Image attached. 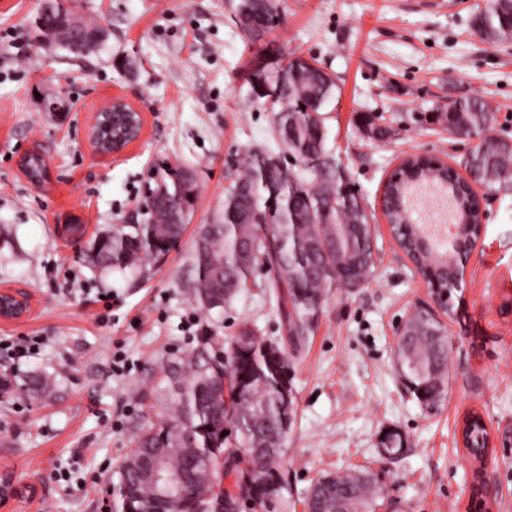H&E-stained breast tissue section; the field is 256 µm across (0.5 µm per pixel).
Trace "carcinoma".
Segmentation results:
<instances>
[{"label": "carcinoma", "instance_id": "1", "mask_svg": "<svg viewBox=\"0 0 512 512\" xmlns=\"http://www.w3.org/2000/svg\"><path fill=\"white\" fill-rule=\"evenodd\" d=\"M234 17L264 33L279 20L272 0H236ZM51 28V41L77 53L72 45L96 25L71 23L52 11L44 15ZM476 34L493 43L512 42V0H485L472 19ZM279 89L271 99L261 84L251 85V96L275 112L278 151L254 150L243 160V169L224 191L220 223L203 226L194 247V269L189 289L192 299L205 309L226 304L248 287L254 278L258 255L267 252L258 235L256 214L271 224L270 233L277 260L274 271L280 288L278 304L288 328L303 332L305 318L314 314L322 292L332 284L364 282L375 267L369 215L354 184L341 167L329 164L327 132L321 112L335 96V82L311 59L288 58L272 76ZM497 109L482 97H463L438 108L432 121L451 136L477 137L479 142L467 158L465 169L479 174L478 184L500 189L512 183V140L492 134ZM288 156L305 166L313 162L325 170L320 181L308 180L303 172L288 167ZM401 178L386 188V217L406 252L419 248L409 232L402 230L404 193L427 178L423 162L414 158L400 170ZM195 180L180 167L158 168L144 188L140 206L142 221L127 224L94 241V257L102 270H140L163 260L179 244L187 216L174 211L171 199L179 197L192 207ZM456 211L471 212L473 225H480L478 201L464 185H458ZM427 252L438 278L447 270L460 269L451 252ZM399 362L407 390L429 410H436L448 395V336L446 326L432 314H419L406 324ZM232 371L224 375V364ZM168 365L178 375V388L169 379L160 382L156 422L138 431L132 447L117 468V487L134 493L138 512H199V505L221 489L224 477L240 476L248 469L256 494L264 496L283 475L279 469L284 419L288 397L293 395L287 360H276L264 347V338L250 329L235 337L229 351L213 349L205 338ZM51 383L42 374L28 377L36 396L50 392ZM231 429L238 454L233 470L226 468L224 435ZM384 451L401 453L399 433L383 437ZM160 451L173 476L192 486L195 497L167 502L146 477L147 461ZM335 492L325 486L310 490L308 512H376L377 481L363 470H347L330 476Z\"/></svg>", "mask_w": 512, "mask_h": 512}]
</instances>
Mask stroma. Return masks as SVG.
Listing matches in <instances>:
<instances>
[{
	"mask_svg": "<svg viewBox=\"0 0 512 512\" xmlns=\"http://www.w3.org/2000/svg\"><path fill=\"white\" fill-rule=\"evenodd\" d=\"M482 0H279L280 25L253 37L231 19V0H77L80 18L106 31L99 50L77 56L38 44L44 0H0V289L30 295L25 319L0 323V475L21 489L0 512H112L116 470L157 415L162 365L202 334L228 349L242 327L284 351L295 411L284 442L288 491L280 512H303L321 476L370 470L382 489L377 512H468L476 482L460 424L477 413L493 440L484 469L498 491L490 512H512V187L478 188L483 234L444 320L448 399L418 403L399 377L405 319L439 313L391 238L380 206L384 181L409 155L461 166L471 141L429 123L449 100L480 95L497 109L495 135L512 138V43L493 44L470 19ZM316 59L336 83L325 107L327 149L372 214L376 263L357 288L325 290L297 344L269 270L223 309L190 295L199 227L216 223L224 189L247 150L275 149V116L250 84L291 53ZM64 93L68 108L47 112ZM122 95L142 105L143 137L126 156L97 160L84 133L95 108ZM396 134L370 138L360 114ZM40 151L42 185L21 173ZM190 169L197 186L178 247L141 271L96 269L95 236L125 224L157 167ZM85 229L62 233L69 217ZM54 375L32 397L28 375ZM404 439L383 455L387 431Z\"/></svg>",
	"mask_w": 512,
	"mask_h": 512,
	"instance_id": "obj_1",
	"label": "stroma"
}]
</instances>
